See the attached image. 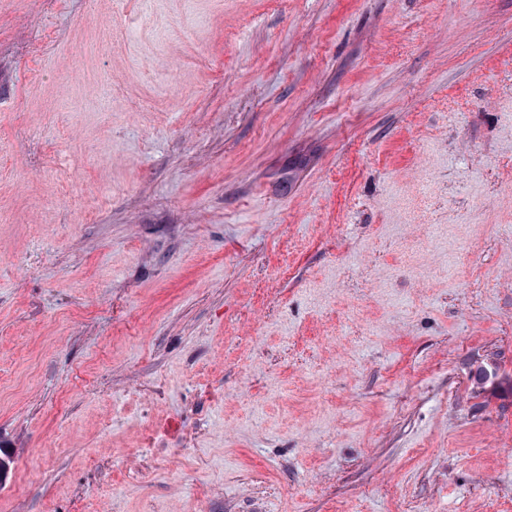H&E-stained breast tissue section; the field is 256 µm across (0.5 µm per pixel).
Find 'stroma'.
<instances>
[{"instance_id":"1","label":"stroma","mask_w":512,"mask_h":512,"mask_svg":"<svg viewBox=\"0 0 512 512\" xmlns=\"http://www.w3.org/2000/svg\"><path fill=\"white\" fill-rule=\"evenodd\" d=\"M0 512H512V0H0Z\"/></svg>"}]
</instances>
